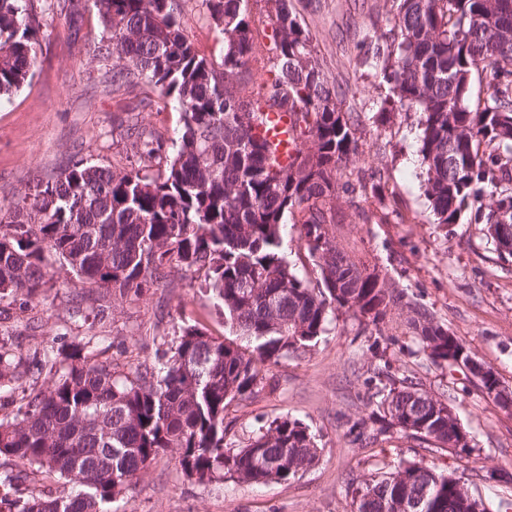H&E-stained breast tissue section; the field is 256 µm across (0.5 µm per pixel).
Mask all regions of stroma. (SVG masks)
I'll return each mask as SVG.
<instances>
[{
	"mask_svg": "<svg viewBox=\"0 0 512 512\" xmlns=\"http://www.w3.org/2000/svg\"><path fill=\"white\" fill-rule=\"evenodd\" d=\"M293 4L314 56L345 91L343 111L359 117L358 151L338 179L355 182L375 173L383 187L355 204L340 194L331 238L357 265L378 270L427 309L512 389V258L500 255L484 225L465 217L436 223L424 194L420 115L383 110L388 87L379 68L362 63L367 47L392 25L388 0ZM183 26L201 56H220L222 44L198 0H186ZM104 34L95 0H80L76 21L48 20L33 78L0 101V205L16 203L77 159L124 165V109L134 97L112 95L103 67L84 50ZM361 209L366 219H359ZM51 267L55 283L43 295L0 298V345L20 358L25 391L45 388L49 367L64 369L77 354L130 376L139 364L171 357L185 324L224 332V310L203 288L202 271L179 269L164 286L121 297L77 283L60 262ZM411 318L398 306L376 325L336 311L316 343L268 365L262 389L226 406L224 443L231 450L275 419L304 423L320 449L305 472L259 486L198 483L169 452L128 490L130 512H351L353 486L403 460L436 464L463 477L473 492L512 503V413L487 398L474 377L432 364ZM382 370L448 402L480 457L459 459L399 431L380 444L351 442L347 428L368 417L367 399Z\"/></svg>",
	"mask_w": 512,
	"mask_h": 512,
	"instance_id": "35a3bbf8",
	"label": "stroma"
}]
</instances>
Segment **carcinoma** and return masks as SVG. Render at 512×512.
Masks as SVG:
<instances>
[{
	"mask_svg": "<svg viewBox=\"0 0 512 512\" xmlns=\"http://www.w3.org/2000/svg\"><path fill=\"white\" fill-rule=\"evenodd\" d=\"M184 0H97L111 35L93 57L112 62V93L138 91L137 107L181 113L179 136L162 140L128 126L130 167L83 159L0 208V298L38 296L58 256L79 282L139 295L178 268L205 270L224 307L229 335L182 328L159 368L120 379L112 366L76 358L52 374L26 410L0 419V456L73 485L67 494L13 499L22 473L0 475V512H110L108 506L161 454L177 451L183 474L199 483L230 479L265 484L295 478L318 460L308 428L273 421L246 447L224 450V409L255 392L262 366L306 347L344 309L376 322L393 304L414 314L420 350L436 364L465 371L474 360L462 340L379 273L358 267L330 238L337 174L356 153L359 119L340 107L312 55L292 0H268L272 29L267 77L252 94L256 29L247 0H201L203 18L224 42L219 59L198 54L182 24ZM393 24L363 63L380 67L392 106L421 114L426 195L439 224L458 223L470 199L482 224L512 257V0H391ZM43 24L35 0H0V98L33 75ZM486 98L471 107L474 73ZM289 114L296 151L284 162L266 134L267 113ZM163 164L155 176L144 170ZM320 271V287L300 277L283 253L287 218ZM503 409L492 370L478 377ZM369 433L353 422L352 441L397 428L460 458L450 406L413 382L378 380L369 397ZM461 478L416 461L401 462L352 491V512H467Z\"/></svg>",
	"mask_w": 512,
	"mask_h": 512,
	"instance_id": "cac0c4a2",
	"label": "carcinoma"
}]
</instances>
